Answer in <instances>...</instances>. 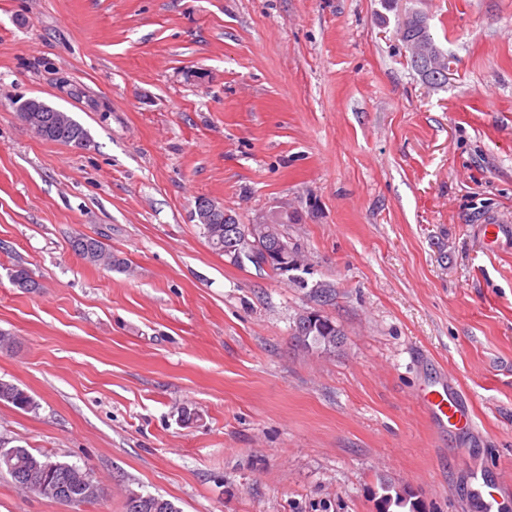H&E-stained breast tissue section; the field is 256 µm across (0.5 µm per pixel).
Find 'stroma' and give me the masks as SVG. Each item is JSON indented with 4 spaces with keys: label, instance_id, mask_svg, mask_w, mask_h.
Listing matches in <instances>:
<instances>
[{
    "label": "stroma",
    "instance_id": "1",
    "mask_svg": "<svg viewBox=\"0 0 512 512\" xmlns=\"http://www.w3.org/2000/svg\"><path fill=\"white\" fill-rule=\"evenodd\" d=\"M414 12L442 86L407 63ZM29 98L87 145L35 137ZM201 197L243 224L288 208L300 268L231 263ZM310 311L336 351L296 347ZM0 331V380L36 402H0V441L100 488L67 504L0 475V512H378L385 484L475 512L470 460L512 478V0H0ZM442 372L474 431L418 403ZM69 245L75 254L91 265L112 269L122 264L101 240L89 235L78 233L70 239ZM138 501L139 508L136 512H178L172 502L152 495H140L131 493L127 501V512H134L131 503Z\"/></svg>",
    "mask_w": 512,
    "mask_h": 512
}]
</instances>
